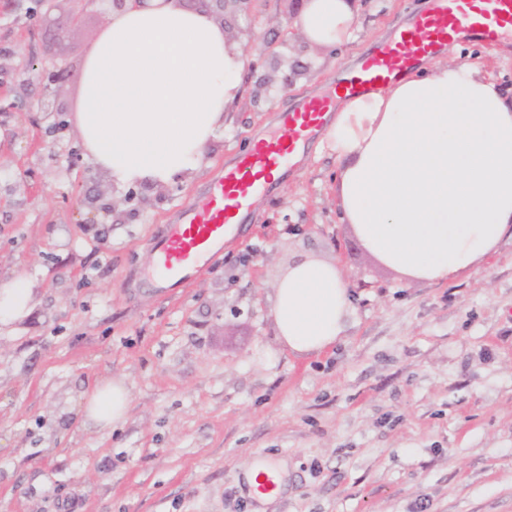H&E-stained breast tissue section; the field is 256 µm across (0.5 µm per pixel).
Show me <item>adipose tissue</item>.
I'll list each match as a JSON object with an SVG mask.
<instances>
[{
    "label": "adipose tissue",
    "instance_id": "ef3b65f1",
    "mask_svg": "<svg viewBox=\"0 0 512 512\" xmlns=\"http://www.w3.org/2000/svg\"><path fill=\"white\" fill-rule=\"evenodd\" d=\"M354 15V0H307L296 26L317 46L340 47ZM242 64L223 27L179 0L111 15L84 64L78 127L89 157L123 183L181 180L236 100ZM329 137L343 216L389 268L438 283L512 238V100L476 67L408 72L344 100ZM353 310L336 263L307 254L278 282L275 335L294 356L318 355L344 336ZM128 406L119 379L81 396L84 418L103 428Z\"/></svg>",
    "mask_w": 512,
    "mask_h": 512
}]
</instances>
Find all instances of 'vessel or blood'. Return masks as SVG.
I'll use <instances>...</instances> for the list:
<instances>
[{
  "mask_svg": "<svg viewBox=\"0 0 512 512\" xmlns=\"http://www.w3.org/2000/svg\"><path fill=\"white\" fill-rule=\"evenodd\" d=\"M510 29L512 0H436L432 9L416 15L389 41L366 51L340 93L314 96L299 108L280 112L273 132L219 170L179 221L169 225L166 234L150 239L156 277L174 286L198 272L204 258L223 246L225 235L250 213L255 198L271 191L275 172L287 168L302 148L325 133L337 95L359 96L396 79L437 54L458 33L491 43Z\"/></svg>",
  "mask_w": 512,
  "mask_h": 512,
  "instance_id": "vessel-or-blood-1",
  "label": "vessel or blood"
}]
</instances>
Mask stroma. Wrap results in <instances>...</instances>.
I'll return each mask as SVG.
<instances>
[{
  "instance_id": "obj_1",
  "label": "stroma",
  "mask_w": 512,
  "mask_h": 512,
  "mask_svg": "<svg viewBox=\"0 0 512 512\" xmlns=\"http://www.w3.org/2000/svg\"><path fill=\"white\" fill-rule=\"evenodd\" d=\"M431 6L356 0L353 41L324 50L295 25L303 0L229 16L240 95L201 168L160 188L116 183L81 145L102 5L0 0V286L31 291L0 329V512H256L242 474L263 458L287 464L266 512H512L511 240L442 283L396 273L342 220L324 135L189 284L152 272L149 239L218 168ZM435 60L478 64L512 94L510 38L463 35ZM99 193L112 213L82 205ZM301 254L333 260L354 295L318 357L288 354L273 327L280 272ZM102 377L125 381L128 415L87 428L80 395Z\"/></svg>"
}]
</instances>
